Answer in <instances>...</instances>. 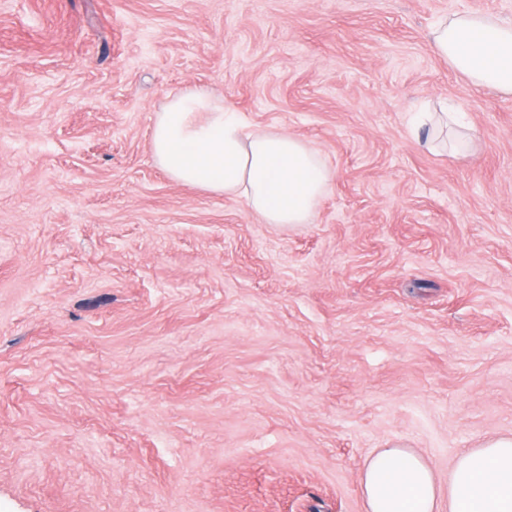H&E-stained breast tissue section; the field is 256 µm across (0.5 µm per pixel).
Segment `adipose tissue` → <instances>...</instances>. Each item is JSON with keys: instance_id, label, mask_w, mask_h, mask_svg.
<instances>
[{"instance_id": "adipose-tissue-1", "label": "adipose tissue", "mask_w": 512, "mask_h": 512, "mask_svg": "<svg viewBox=\"0 0 512 512\" xmlns=\"http://www.w3.org/2000/svg\"><path fill=\"white\" fill-rule=\"evenodd\" d=\"M436 55L473 83L512 93V26L477 15L439 19ZM151 148L174 181L244 200L265 224H305L332 173L316 152L285 132L251 131L231 106L193 89L169 94ZM366 512H512V436L462 451L440 489L429 463L382 448L361 478Z\"/></svg>"}]
</instances>
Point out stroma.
<instances>
[{"label": "stroma", "instance_id": "stroma-1", "mask_svg": "<svg viewBox=\"0 0 512 512\" xmlns=\"http://www.w3.org/2000/svg\"><path fill=\"white\" fill-rule=\"evenodd\" d=\"M455 13L512 0H0V512H365L378 449L512 436V95ZM186 87L317 151L309 223L157 165ZM430 45L473 83L512 93L511 25L477 15L441 18L432 28Z\"/></svg>", "mask_w": 512, "mask_h": 512}]
</instances>
